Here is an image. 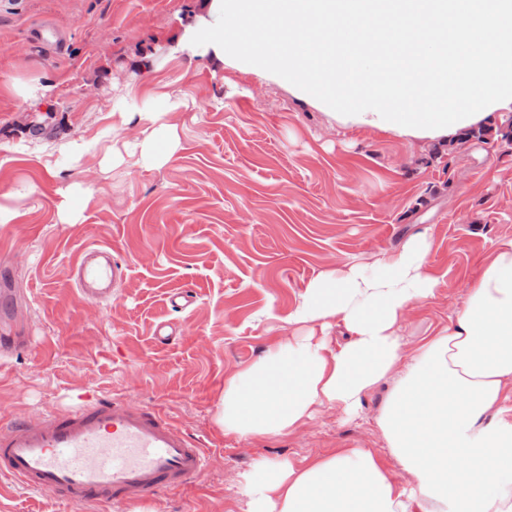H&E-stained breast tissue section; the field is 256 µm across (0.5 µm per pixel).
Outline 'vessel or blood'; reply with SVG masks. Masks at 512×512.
Masks as SVG:
<instances>
[{
	"instance_id": "vessel-or-blood-1",
	"label": "vessel or blood",
	"mask_w": 512,
	"mask_h": 512,
	"mask_svg": "<svg viewBox=\"0 0 512 512\" xmlns=\"http://www.w3.org/2000/svg\"><path fill=\"white\" fill-rule=\"evenodd\" d=\"M31 42L55 48L66 40L56 24L30 29ZM122 268L105 248L85 251L76 285L85 299L110 300ZM203 448L176 432L158 410L124 399L92 398L38 424L0 427V469L25 486L66 503H135L193 483Z\"/></svg>"
}]
</instances>
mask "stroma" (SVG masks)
Returning <instances> with one entry per match:
<instances>
[{"label":"stroma","mask_w":512,"mask_h":512,"mask_svg":"<svg viewBox=\"0 0 512 512\" xmlns=\"http://www.w3.org/2000/svg\"><path fill=\"white\" fill-rule=\"evenodd\" d=\"M202 0H0V426L36 423L81 398L132 396L206 448L192 484L148 505L73 507L0 471V512H242L245 474L358 446L389 451L375 424L390 387L359 416L327 407L302 431L242 439L217 417L224 381L296 334L307 283L372 262L427 232L436 297L402 327L415 345L447 324L493 243L512 237V126L458 149L343 126L286 82L213 67L169 48ZM70 31L52 52L28 30ZM53 84L36 111L16 84ZM177 103L176 151L155 164L112 151L117 98ZM111 246L123 276L108 304L84 299L70 268ZM192 301L173 307L171 295ZM167 323L176 333L160 339Z\"/></svg>","instance_id":"stroma-1"}]
</instances>
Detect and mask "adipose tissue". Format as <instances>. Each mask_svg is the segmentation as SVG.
I'll return each mask as SVG.
<instances>
[{
    "label": "adipose tissue",
    "instance_id": "1",
    "mask_svg": "<svg viewBox=\"0 0 512 512\" xmlns=\"http://www.w3.org/2000/svg\"><path fill=\"white\" fill-rule=\"evenodd\" d=\"M177 48L281 77L345 125L454 141L512 112V0H207ZM426 234L372 265L311 280L280 344L224 384L218 422L290 434L322 407L377 424L393 458L343 448L243 478V512H512V239L497 241L446 326L414 347L400 330L434 298ZM343 325L347 343L321 333Z\"/></svg>",
    "mask_w": 512,
    "mask_h": 512
}]
</instances>
